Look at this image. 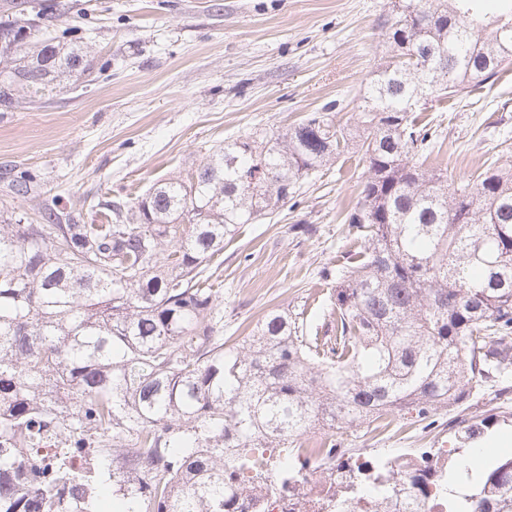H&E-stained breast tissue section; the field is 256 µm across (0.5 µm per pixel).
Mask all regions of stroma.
Returning <instances> with one entry per match:
<instances>
[{
    "label": "stroma",
    "mask_w": 512,
    "mask_h": 512,
    "mask_svg": "<svg viewBox=\"0 0 512 512\" xmlns=\"http://www.w3.org/2000/svg\"><path fill=\"white\" fill-rule=\"evenodd\" d=\"M55 17L51 33L80 44L109 78H71L36 105L0 112V216L60 197L62 211L101 223V204L135 201L182 179L208 150L243 134L285 132L315 112L353 127L366 83L386 53L391 0H27ZM418 115L435 132L431 166L459 180L512 170V68L470 96L429 99ZM29 172L28 195L11 181ZM365 164L334 158L301 182L272 217L240 225L213 278L224 290V333L236 339L276 306L325 330L324 267L355 242L347 214ZM450 413L433 428L393 421L323 428L315 439L378 461L453 448Z\"/></svg>",
    "instance_id": "stroma-1"
}]
</instances>
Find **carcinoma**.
Segmentation results:
<instances>
[{
  "label": "carcinoma",
  "instance_id": "obj_1",
  "mask_svg": "<svg viewBox=\"0 0 512 512\" xmlns=\"http://www.w3.org/2000/svg\"><path fill=\"white\" fill-rule=\"evenodd\" d=\"M392 0L389 50L354 130L313 115L259 142L212 149L186 181L154 184L108 208L109 223L38 206L40 224H0V512H66L62 490L112 487L120 512H240L261 490L304 499L314 461L329 464L333 512H512V456L475 444L509 417L454 426L456 447L406 469L373 466L323 442L395 416L433 421L512 377V173L448 183L422 158L433 133L420 100L469 94L512 65V0ZM0 21V106L36 104L90 70L77 45ZM362 154L365 232L336 265L332 329L270 309L225 346L221 289L208 269L240 224L271 215L334 157ZM69 443L88 475L32 457Z\"/></svg>",
  "mask_w": 512,
  "mask_h": 512
}]
</instances>
